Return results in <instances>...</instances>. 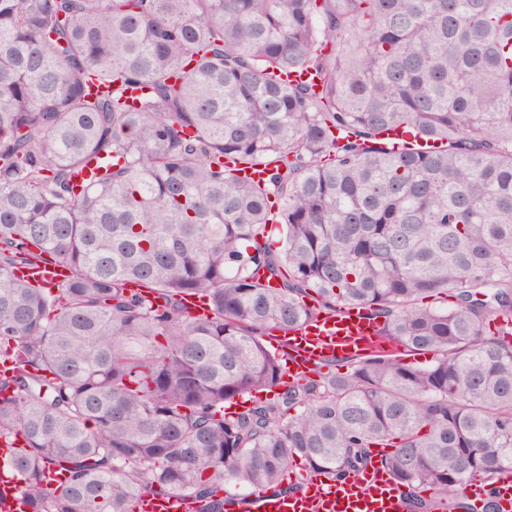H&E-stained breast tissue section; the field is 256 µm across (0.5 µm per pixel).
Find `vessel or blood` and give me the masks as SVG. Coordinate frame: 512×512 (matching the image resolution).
Returning <instances> with one entry per match:
<instances>
[{"mask_svg": "<svg viewBox=\"0 0 512 512\" xmlns=\"http://www.w3.org/2000/svg\"><path fill=\"white\" fill-rule=\"evenodd\" d=\"M19 274L50 285L65 277L67 270L62 265L43 262L33 268H20ZM286 348V366L292 378L304 377L311 365L327 359L376 350L391 354L396 351L393 344L380 336L366 311L357 307L320 317L292 331ZM491 491L503 507L512 506V472L501 474L490 489L474 481L465 483L459 494L468 500L472 512H482ZM224 509L225 512H408L409 503L382 463L376 461L336 482L321 474L313 475L300 494L274 496L256 491L242 499L229 497ZM189 510L188 502L178 497L163 499L144 493L134 502V512Z\"/></svg>", "mask_w": 512, "mask_h": 512, "instance_id": "1", "label": "vessel or blood"}]
</instances>
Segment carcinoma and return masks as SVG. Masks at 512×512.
Wrapping results in <instances>:
<instances>
[{
  "instance_id": "carcinoma-1",
  "label": "carcinoma",
  "mask_w": 512,
  "mask_h": 512,
  "mask_svg": "<svg viewBox=\"0 0 512 512\" xmlns=\"http://www.w3.org/2000/svg\"><path fill=\"white\" fill-rule=\"evenodd\" d=\"M48 257L62 280L15 277ZM349 307L431 359L343 358L224 412L282 385L265 330ZM503 320L512 0H0V443L30 512H224L373 448L431 512L512 470ZM135 512H189L187 501L178 497L158 498L150 493L141 494L134 501Z\"/></svg>"
}]
</instances>
